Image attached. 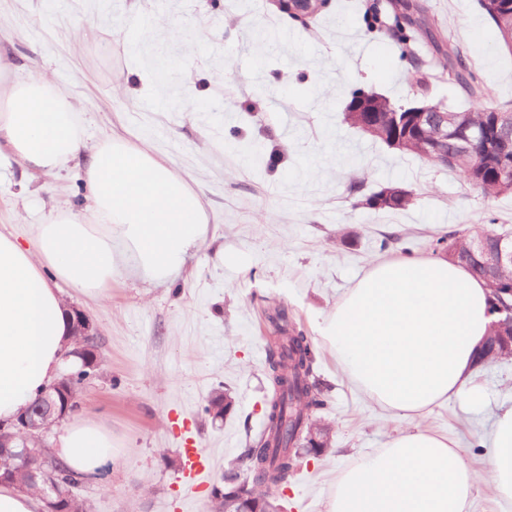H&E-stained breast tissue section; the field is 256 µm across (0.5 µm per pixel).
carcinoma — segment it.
Returning <instances> with one entry per match:
<instances>
[{
    "label": "carcinoma",
    "instance_id": "carcinoma-1",
    "mask_svg": "<svg viewBox=\"0 0 512 512\" xmlns=\"http://www.w3.org/2000/svg\"><path fill=\"white\" fill-rule=\"evenodd\" d=\"M480 10L494 23L500 38V47L512 54V0H477ZM410 12L411 18L406 24L399 21V10ZM384 12L394 20L393 32L401 43L408 48L414 73L412 80L421 92L428 91L431 78L445 79L455 85L468 102V107L455 111L458 125L470 132L482 136L481 156L464 162L448 161L446 168L455 172L466 183L486 198H497L512 194V158H501L496 148H487L493 143L497 117L512 115V105L495 104L493 90L474 81L456 42L447 33L438 30L427 15L425 8L417 0H385ZM424 43L441 56L438 74L431 75L425 62L415 55L411 45ZM370 110L375 112L379 130L371 135L397 150L410 153L428 164L443 165L436 151L440 134L430 126L417 136L396 141L394 114L403 113L401 107L390 100L371 94L368 99ZM387 188L375 191L365 198L370 209L382 211L398 210L407 207L412 197L401 195L393 205H376L375 200L384 197ZM437 244L443 252L454 251L461 255L471 247V237L464 233L450 232L448 237L440 238ZM275 337L290 339L292 348L277 342H269L266 356L265 373L272 395L266 402V424L264 429L252 436L246 435L241 456L249 461V478L255 482H271L286 488L294 479L301 466L300 456L289 451L296 437L302 433L303 425L312 421V413L324 405L321 393L314 380L315 353L307 336L301 330L288 325V313L276 308L267 316ZM98 378V369L85 367L78 363L72 366L70 383L74 396L78 397L87 389L94 387ZM36 461L32 472L18 468L6 480V483L21 492L38 489L42 483L54 488L52 504L57 512H87L81 499L75 494L83 481L74 476L63 464L58 462L48 448H37Z\"/></svg>",
    "mask_w": 512,
    "mask_h": 512
}]
</instances>
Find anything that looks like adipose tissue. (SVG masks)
Masks as SVG:
<instances>
[{
	"mask_svg": "<svg viewBox=\"0 0 512 512\" xmlns=\"http://www.w3.org/2000/svg\"><path fill=\"white\" fill-rule=\"evenodd\" d=\"M78 159L84 213H54L25 244L0 230V423L59 374L73 345L65 289L98 296L121 269L166 282L207 233L199 195L166 162L119 136L87 145L70 95L44 75L16 76L0 53V169L19 164L53 176ZM492 321L489 288L465 268L442 256L403 257L373 265L322 319L319 335L353 383L407 415L468 387ZM112 447L100 422L78 417L53 453L98 481L114 460ZM488 460L487 473H478L447 438L405 431L340 473L327 512H470L486 481L500 512H512V406L495 421Z\"/></svg>",
	"mask_w": 512,
	"mask_h": 512,
	"instance_id": "ef3b65f1",
	"label": "adipose tissue"
}]
</instances>
